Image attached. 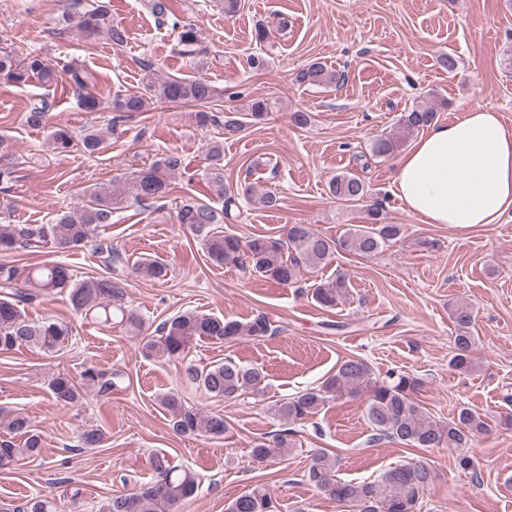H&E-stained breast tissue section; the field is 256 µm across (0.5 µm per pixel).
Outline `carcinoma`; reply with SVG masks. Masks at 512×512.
Segmentation results:
<instances>
[{"instance_id": "cac0c4a2", "label": "carcinoma", "mask_w": 512, "mask_h": 512, "mask_svg": "<svg viewBox=\"0 0 512 512\" xmlns=\"http://www.w3.org/2000/svg\"><path fill=\"white\" fill-rule=\"evenodd\" d=\"M147 7L155 21L171 25L178 31L179 54L198 65L204 66L210 54L191 24H183L172 6V0H147ZM64 28H76L87 38L105 31L113 45L121 47L127 42L125 28L110 21L109 2L70 0L69 10L62 16ZM145 94H129L121 90L112 99L104 101L94 92L97 82L95 72L81 64H72L67 70L69 83L77 95V102L86 112L109 109L113 112L112 127H117L132 115L148 112L156 104H190L199 107L194 112L196 126L209 125L223 129V137L205 144L207 167L206 179L217 195L224 198V206L217 209L209 203L190 198L182 202L175 214V223L192 232L209 261L217 266L232 264L252 276H261L280 284L297 280L303 269H316L326 264L334 253L342 249L364 258L377 254L383 247L398 240L402 235L399 224L381 222L379 203L368 206L369 222L357 225L343 237L333 240L314 233L304 224L288 228L286 239L271 240L256 237L246 242L224 233V219L231 216L236 203L231 191L224 188V140L240 135L253 123L263 120L272 111L267 99H252L241 108L226 113L209 108L218 96L213 84L199 76L192 78L157 77L146 66ZM0 75L9 83L23 84L35 77L43 85L51 86L57 74L47 56L41 52L18 53L0 48ZM295 81L317 86H337L342 75L320 61H311L301 68ZM50 104L41 99L31 105L25 121L32 127H44ZM435 112L430 107L415 106L401 114L396 130L371 143L373 157L384 158L400 147L406 135L430 125ZM75 136L65 127L50 130L49 142L57 153L68 151ZM104 135L92 126L80 136L83 152L88 156L103 148ZM184 170L183 157L176 150H169L152 164L130 174L131 193L114 184L99 183L83 190V204L72 211L57 214L47 224H0V252L11 251L16 246L51 243L58 253H66L88 241L97 227L112 223L113 214L126 208L128 201L144 204L161 202L170 192L172 179ZM332 196L346 206L365 203L370 196L366 182L357 173L345 172L334 176L329 184ZM243 196L267 210L280 207V196L273 190L254 193L253 187L242 188ZM95 252L109 270L107 276H90L73 280L71 269L61 262H45L30 268L24 280H19L17 269L0 263V288L7 294L0 297V352H9L23 345L35 348L46 355L60 350L71 336L70 327L59 321H29L21 306L40 296H49L57 290L67 292L68 301L77 313L97 312L104 324L112 323V315L119 312L120 323L135 334H140L143 319L125 311V269L128 258L112 243L102 241L95 245ZM135 272L144 278L164 280L168 266L157 260L143 261L135 265ZM346 280L338 277L333 281L313 284L312 296L320 305L331 308L344 297ZM455 323L453 354L449 364L458 371L469 372L475 368L473 349L472 310L465 304L457 305L452 312ZM157 331L160 336L141 339V350L147 357L178 358L196 341L209 340L230 344L242 340L262 341L274 333L269 317L260 313L249 321L201 315L184 311L164 321ZM191 380L202 386L207 394L219 400L238 398L249 392L263 389L265 375L256 367H246L232 359H226L203 369H189ZM115 382L112 374L88 367L80 379L58 374L50 380L49 389L54 402L62 407L78 404L82 391L94 387L100 393L112 391ZM420 382L405 373L390 372L383 378L374 376L369 363L358 357L340 362L336 372L321 386L305 390L289 398L274 401L271 409L277 417L290 425L304 421L318 412L331 400L366 396L367 418L374 431L373 440L390 439L413 448H446L460 451L470 447L475 438L488 429V424L466 406H460L448 420L431 418L413 393ZM161 405L170 413L175 429L184 435L205 434L212 438L225 436L230 426L221 414L203 415L196 408L185 404L176 393H165ZM0 425L24 438L17 446L9 441L0 443V464L15 459L30 458L41 454L40 436L31 430L28 418L15 411L0 408ZM286 429L271 441L253 443L251 455L258 462L270 461L288 454L296 447ZM156 478L137 493L112 497L106 512H174L182 501L194 496L198 489L196 474L187 467L171 465L169 458L156 454L151 459ZM336 456L327 452L313 455L307 470L310 483L333 497L337 503L354 508V512H412L421 493L433 479V472L426 462L405 463L393 466L369 482L341 481L337 479ZM53 499L35 496L29 500L26 512H57ZM226 512H277L269 490L255 485L231 501Z\"/></svg>"}]
</instances>
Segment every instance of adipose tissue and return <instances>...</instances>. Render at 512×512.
Wrapping results in <instances>:
<instances>
[{"mask_svg":"<svg viewBox=\"0 0 512 512\" xmlns=\"http://www.w3.org/2000/svg\"><path fill=\"white\" fill-rule=\"evenodd\" d=\"M393 186L422 223H498L512 212V131L495 110L464 109L461 118L431 125L398 159Z\"/></svg>","mask_w":512,"mask_h":512,"instance_id":"ef3b65f1","label":"adipose tissue"}]
</instances>
